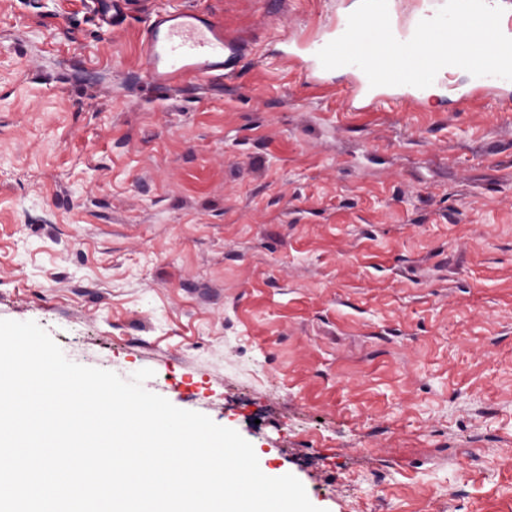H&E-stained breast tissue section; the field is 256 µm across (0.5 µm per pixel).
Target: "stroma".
<instances>
[{"label": "stroma", "instance_id": "1", "mask_svg": "<svg viewBox=\"0 0 512 512\" xmlns=\"http://www.w3.org/2000/svg\"><path fill=\"white\" fill-rule=\"evenodd\" d=\"M358 4L155 0L244 40L157 90L144 17L0 0V319L152 369L323 512H512V81L324 69Z\"/></svg>", "mask_w": 512, "mask_h": 512}]
</instances>
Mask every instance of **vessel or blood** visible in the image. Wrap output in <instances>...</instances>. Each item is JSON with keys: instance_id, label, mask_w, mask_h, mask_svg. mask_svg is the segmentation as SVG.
<instances>
[{"instance_id": "obj_1", "label": "vessel or blood", "mask_w": 512, "mask_h": 512, "mask_svg": "<svg viewBox=\"0 0 512 512\" xmlns=\"http://www.w3.org/2000/svg\"><path fill=\"white\" fill-rule=\"evenodd\" d=\"M152 0H123L126 11L144 15V75L156 86L201 82L233 67L243 44L224 34V21L205 9L156 10Z\"/></svg>"}]
</instances>
